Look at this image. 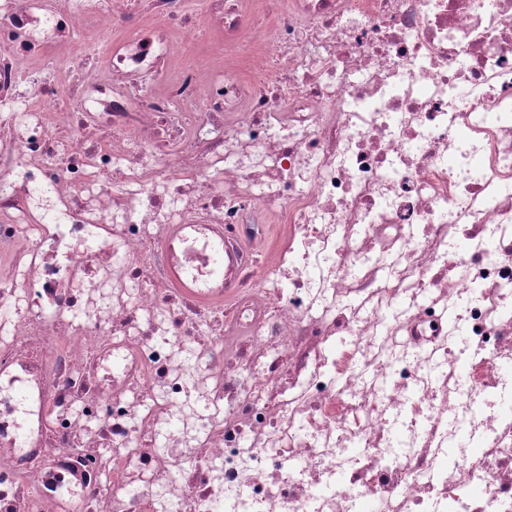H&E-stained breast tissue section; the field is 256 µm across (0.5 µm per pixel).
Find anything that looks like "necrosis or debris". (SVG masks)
Here are the masks:
<instances>
[{
    "instance_id": "4bbe7bcc",
    "label": "necrosis or debris",
    "mask_w": 512,
    "mask_h": 512,
    "mask_svg": "<svg viewBox=\"0 0 512 512\" xmlns=\"http://www.w3.org/2000/svg\"><path fill=\"white\" fill-rule=\"evenodd\" d=\"M116 2L0 0V512H512V0Z\"/></svg>"
}]
</instances>
